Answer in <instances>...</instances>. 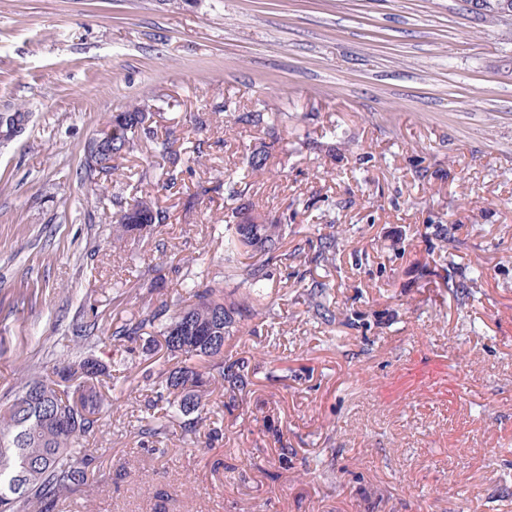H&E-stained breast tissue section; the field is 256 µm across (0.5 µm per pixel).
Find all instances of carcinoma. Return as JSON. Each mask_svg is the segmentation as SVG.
Segmentation results:
<instances>
[{
  "label": "carcinoma",
  "instance_id": "cac0c4a2",
  "mask_svg": "<svg viewBox=\"0 0 512 512\" xmlns=\"http://www.w3.org/2000/svg\"><path fill=\"white\" fill-rule=\"evenodd\" d=\"M150 115L138 108L112 116L98 130L85 150V178L93 181L117 170L115 161L131 152L143 139L152 141L155 156L176 164L175 140L170 134L158 136L147 124ZM235 122L265 132L270 128L265 113L240 112ZM118 207L112 229L119 236L149 237L159 226L153 212L158 207L142 205V198L128 201L116 196ZM238 222L224 226V256L231 262L249 251L266 256L244 268L243 280L255 295H261L271 261L288 259L277 253L285 234V224L247 210L237 211ZM336 256V235L320 238L317 264H331ZM179 287L189 303L170 310L168 303L149 309L135 324L112 330V340L135 336L145 327H155L163 337L168 361L157 371L152 385L156 397L167 403L173 417L182 420L184 435L197 432L203 423L208 386L227 383L231 390L249 385L250 366L245 360L224 359V341L233 334L238 320L253 315L244 301L226 304L224 291L210 280L186 270ZM308 300L322 318H327L326 284L312 281ZM203 359L201 367L197 360ZM57 375L68 386L50 378L35 379L11 402L0 406V512H52L59 497L73 492L88 481L89 458H78L74 444L93 434L105 404L101 376L105 367L85 352L64 365Z\"/></svg>",
  "mask_w": 512,
  "mask_h": 512
}]
</instances>
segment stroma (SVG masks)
<instances>
[{"instance_id": "stroma-1", "label": "stroma", "mask_w": 512, "mask_h": 512, "mask_svg": "<svg viewBox=\"0 0 512 512\" xmlns=\"http://www.w3.org/2000/svg\"><path fill=\"white\" fill-rule=\"evenodd\" d=\"M132 105L203 157L169 186L149 142L120 161L103 193L167 221L117 240L84 147ZM19 109L0 145V403L82 344L113 370L88 483L55 512H512V22L463 0H0V113ZM251 110L273 134L235 123ZM232 172L242 205L287 217L289 258L224 343L250 385H213L186 437L145 377L161 337L111 334L175 301L186 265L246 296L221 238ZM334 224L335 264L313 263ZM147 416L165 438L139 435Z\"/></svg>"}]
</instances>
